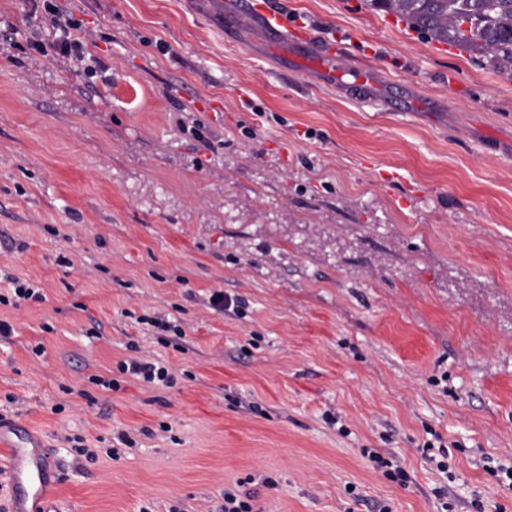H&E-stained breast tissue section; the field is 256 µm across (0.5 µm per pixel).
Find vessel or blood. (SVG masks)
I'll return each mask as SVG.
<instances>
[{
	"mask_svg": "<svg viewBox=\"0 0 512 512\" xmlns=\"http://www.w3.org/2000/svg\"><path fill=\"white\" fill-rule=\"evenodd\" d=\"M254 11L262 24L259 38L276 44L292 39L294 45H303L309 39L300 24H289L286 16L255 6ZM7 477L15 488L13 512H52L46 507V498L53 486L46 449L32 430H25L20 440L0 433V477Z\"/></svg>",
	"mask_w": 512,
	"mask_h": 512,
	"instance_id": "b4317fda",
	"label": "vessel or blood"
}]
</instances>
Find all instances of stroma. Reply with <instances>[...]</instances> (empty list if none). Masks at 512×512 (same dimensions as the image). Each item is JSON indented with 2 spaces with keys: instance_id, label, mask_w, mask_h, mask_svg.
Listing matches in <instances>:
<instances>
[{
  "instance_id": "obj_1",
  "label": "stroma",
  "mask_w": 512,
  "mask_h": 512,
  "mask_svg": "<svg viewBox=\"0 0 512 512\" xmlns=\"http://www.w3.org/2000/svg\"><path fill=\"white\" fill-rule=\"evenodd\" d=\"M243 2L57 0L90 78L0 0V292L44 295L0 304V424L58 512H512V78L367 0H270L342 35L337 81ZM11 283L14 286V295L11 296V302L9 297H5L0 294V304L18 306L20 301H39L42 300L41 288L28 280H21L20 278H10ZM123 373H129L144 383L154 384L155 381L166 385L172 376L164 365H157L153 361L131 358L121 363ZM362 454L369 458V461L381 470L383 475L393 481H406L407 475L400 462L395 459L394 456L384 457L377 451L369 448L362 450Z\"/></svg>"
}]
</instances>
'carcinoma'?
<instances>
[{
  "label": "carcinoma",
  "mask_w": 512,
  "mask_h": 512,
  "mask_svg": "<svg viewBox=\"0 0 512 512\" xmlns=\"http://www.w3.org/2000/svg\"><path fill=\"white\" fill-rule=\"evenodd\" d=\"M430 39L488 56L512 76V0H372Z\"/></svg>",
  "instance_id": "1"
}]
</instances>
